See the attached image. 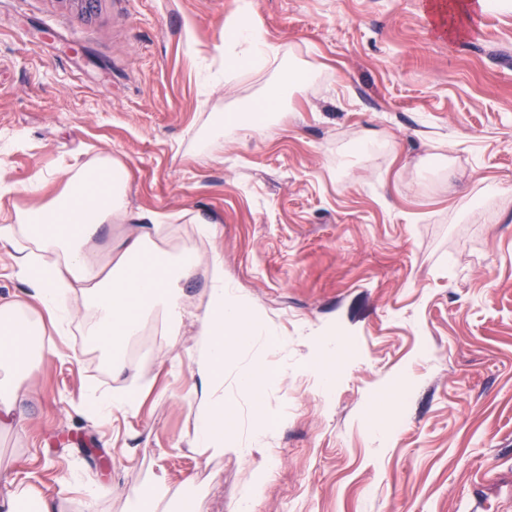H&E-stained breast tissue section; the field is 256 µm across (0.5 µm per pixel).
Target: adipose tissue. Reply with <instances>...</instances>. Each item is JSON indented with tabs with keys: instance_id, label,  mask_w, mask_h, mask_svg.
Masks as SVG:
<instances>
[{
	"instance_id": "ef3b65f1",
	"label": "adipose tissue",
	"mask_w": 512,
	"mask_h": 512,
	"mask_svg": "<svg viewBox=\"0 0 512 512\" xmlns=\"http://www.w3.org/2000/svg\"><path fill=\"white\" fill-rule=\"evenodd\" d=\"M280 48L268 42L254 18L253 0H240L237 14L224 28V63L202 70L201 91H209L243 75L259 74L276 63ZM313 70L283 67L277 83L265 91L260 112L212 113L197 141L199 153H209L233 128L243 138L259 134L289 89L309 85ZM127 176L123 165L106 156L75 164L67 170L64 190L51 202L0 218V244L28 241L26 252L15 256L19 275L29 286V308L17 297L0 298V427L20 422V381L27 373L47 328L70 327L75 301L95 311L87 333L109 355L113 374H123L125 345L140 334L144 321L159 317L169 340L181 336L186 319L196 323L194 368L203 385L191 402L194 441L198 454L218 459L225 453L224 420L230 406L224 400V361L228 344L251 351L257 338L276 346L264 318L224 279V254L212 250L208 270L211 287L198 312L187 309L181 285L198 267L193 245L178 249L162 245V221L148 214L130 225L103 263L91 261L89 251L106 225L127 217ZM28 298V299H29ZM0 512H56L54 500L37 496L26 481L10 480L0 497Z\"/></svg>"
}]
</instances>
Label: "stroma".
Wrapping results in <instances>:
<instances>
[{"label":"stroma","mask_w":512,"mask_h":512,"mask_svg":"<svg viewBox=\"0 0 512 512\" xmlns=\"http://www.w3.org/2000/svg\"><path fill=\"white\" fill-rule=\"evenodd\" d=\"M425 2L254 0L266 38L320 74L259 135L199 155L208 115L247 111L277 77L200 95L237 0H100L88 16L0 0V180L16 187L0 204L49 202L67 166L112 157L130 212L169 216L168 245L195 242L189 310L217 249L287 341L256 347L271 378L251 398L233 382L248 356L228 351L224 434L267 437L209 460L194 450V326L171 349L147 320L117 377L80 309L43 339L0 474L60 512H133L161 473L204 512H238L251 484L253 512H512V10L447 16L465 34L442 39ZM367 137L384 148L357 154ZM41 170L54 181L21 193ZM197 220L218 237L196 241ZM130 384L136 412H87L91 391Z\"/></svg>","instance_id":"obj_1"}]
</instances>
